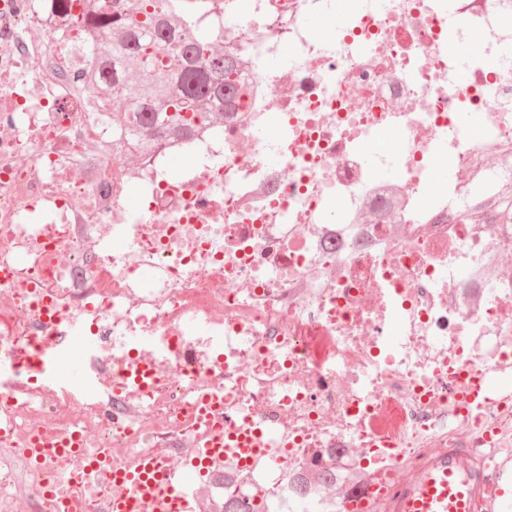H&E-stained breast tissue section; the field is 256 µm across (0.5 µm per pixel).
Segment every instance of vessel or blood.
<instances>
[{"label":"vessel or blood","mask_w":512,"mask_h":512,"mask_svg":"<svg viewBox=\"0 0 512 512\" xmlns=\"http://www.w3.org/2000/svg\"><path fill=\"white\" fill-rule=\"evenodd\" d=\"M19 366L32 371L34 378L45 383L76 382V362L66 351H44L26 356ZM233 451L254 459L258 451L252 446L249 429L237 427L230 432L216 430L199 443L193 460L186 469L172 474L160 469L151 456L140 457L131 468L118 475L125 492L107 499L105 512H137L139 505L151 506L153 512H196V504L188 495L193 479L202 476L207 462L223 454L225 442ZM75 438L56 440L54 448L33 441L27 454L32 459L70 457L76 455ZM380 494L392 504L391 512H491L487 496L490 487L483 460L468 448H451L430 456L406 480L380 486Z\"/></svg>","instance_id":"1"}]
</instances>
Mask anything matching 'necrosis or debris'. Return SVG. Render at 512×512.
Returning a JSON list of instances; mask_svg holds the SVG:
<instances>
[{
  "instance_id": "1",
  "label": "necrosis or debris",
  "mask_w": 512,
  "mask_h": 512,
  "mask_svg": "<svg viewBox=\"0 0 512 512\" xmlns=\"http://www.w3.org/2000/svg\"><path fill=\"white\" fill-rule=\"evenodd\" d=\"M224 17L236 117L137 159L112 150V103L71 91L87 63L58 20L0 0V359L79 348L96 379L0 376V512H55L52 466L19 453L35 435L180 470L222 414L279 453L220 460L196 493L264 512H337L438 450L493 471L512 448V223L493 206L512 0H224Z\"/></svg>"
}]
</instances>
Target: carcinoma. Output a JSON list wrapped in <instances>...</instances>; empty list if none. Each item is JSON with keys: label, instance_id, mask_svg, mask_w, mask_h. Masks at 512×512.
Here are the masks:
<instances>
[{"label": "carcinoma", "instance_id": "1", "mask_svg": "<svg viewBox=\"0 0 512 512\" xmlns=\"http://www.w3.org/2000/svg\"><path fill=\"white\" fill-rule=\"evenodd\" d=\"M48 0L69 24L90 32L75 37L91 57L81 72L88 92L122 101L124 119L112 127V151L133 157L159 142L190 140L196 130L238 109L236 83L244 60L217 55L227 31L221 0Z\"/></svg>", "mask_w": 512, "mask_h": 512}]
</instances>
